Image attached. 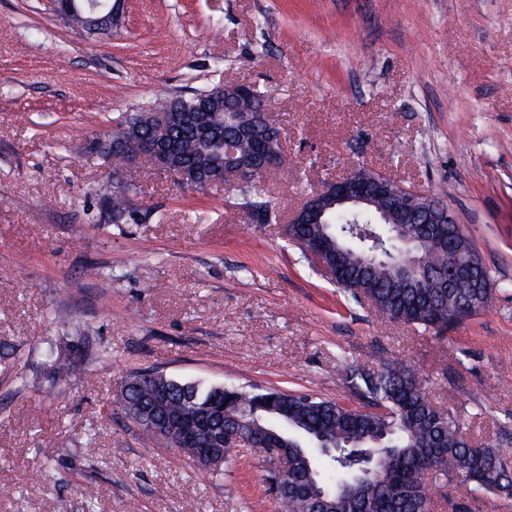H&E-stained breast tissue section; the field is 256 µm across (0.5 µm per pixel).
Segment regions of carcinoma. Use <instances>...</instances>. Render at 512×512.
Here are the masks:
<instances>
[{"label":"carcinoma","instance_id":"obj_1","mask_svg":"<svg viewBox=\"0 0 512 512\" xmlns=\"http://www.w3.org/2000/svg\"><path fill=\"white\" fill-rule=\"evenodd\" d=\"M267 92L251 85L241 95L242 110L251 111ZM156 112H201L208 121L233 135L235 114L209 90L163 98ZM134 116L114 119L112 135L95 149L101 164L116 167L121 154L112 152V141L130 130ZM179 145L173 164L188 168L220 166V158L205 154L192 131L182 121L168 122L164 132ZM155 130H142L150 140ZM277 168L288 169L291 159L275 137L266 138ZM260 176L232 188V205L250 211L260 223L272 219L268 203L257 201ZM137 189L132 169L125 180L99 181L92 193L112 211V219L132 215L129 194ZM349 214L336 215V223L291 224L287 240L320 242L326 257L341 247L349 266L336 286L356 304L368 302L383 318L426 330L445 332L463 322L456 318L463 305L471 313L487 309L497 300V288H442L438 277L448 266V252L462 260L478 258L473 241L459 236L448 225V236L431 237L417 224L394 227L377 223L370 209L360 215L354 230L342 228ZM157 368L129 373L115 399V413L132 421L136 409L156 413L170 421L202 416L212 436L224 431L247 436L256 450L280 453L274 435L288 436V495L277 485V475L265 470L264 482L280 501L282 512H313L316 488L345 483L343 494L330 502L329 512H432V490L442 491V504L451 512H470L468 502L479 495L512 497V450L469 439L465 423L456 412L439 406L429 396L431 379L396 359L383 358L376 368L356 362L347 365L344 382L356 406H347L314 393L211 385L155 375ZM72 375L70 362L56 361L50 372L51 387ZM167 400L159 405L156 392ZM371 470L367 483L351 476Z\"/></svg>","mask_w":512,"mask_h":512}]
</instances>
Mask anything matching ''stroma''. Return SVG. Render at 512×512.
<instances>
[{"instance_id":"35a3bbf8","label":"stroma","mask_w":512,"mask_h":512,"mask_svg":"<svg viewBox=\"0 0 512 512\" xmlns=\"http://www.w3.org/2000/svg\"><path fill=\"white\" fill-rule=\"evenodd\" d=\"M228 80L270 94L296 157L264 178L273 210L373 165L437 192L499 301L444 334L346 305L282 224L142 158L130 206L164 218L113 221L92 189L114 117ZM0 345L19 359L0 369V512H279L250 451L198 476L107 418L137 368L348 403V361L394 358L474 441L512 445V0H126L108 39L53 0H0ZM60 357L74 374L52 390Z\"/></svg>"}]
</instances>
